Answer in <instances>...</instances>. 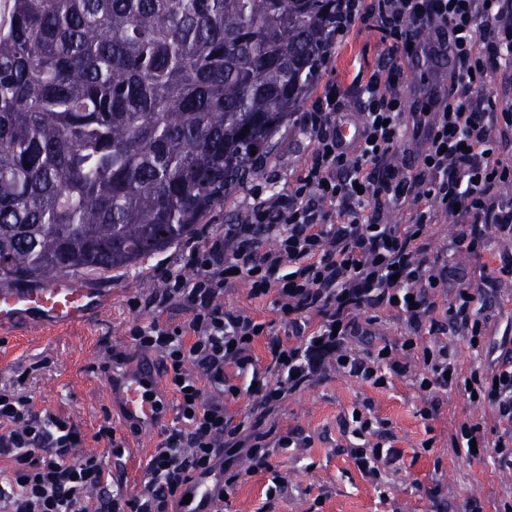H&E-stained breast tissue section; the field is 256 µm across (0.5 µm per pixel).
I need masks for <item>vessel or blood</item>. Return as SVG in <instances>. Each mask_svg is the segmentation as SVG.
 <instances>
[{"label": "vessel or blood", "instance_id": "obj_1", "mask_svg": "<svg viewBox=\"0 0 512 512\" xmlns=\"http://www.w3.org/2000/svg\"><path fill=\"white\" fill-rule=\"evenodd\" d=\"M109 300L104 289L68 278L47 281L31 288H1L0 326H10L22 320L76 324L91 311L105 307ZM157 381L156 369L150 364L124 379L120 397L128 416L145 422L155 417V402L150 395L155 391Z\"/></svg>", "mask_w": 512, "mask_h": 512}]
</instances>
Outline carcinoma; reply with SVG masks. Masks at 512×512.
Returning a JSON list of instances; mask_svg holds the SVG:
<instances>
[{
    "label": "carcinoma",
    "instance_id": "cac0c4a2",
    "mask_svg": "<svg viewBox=\"0 0 512 512\" xmlns=\"http://www.w3.org/2000/svg\"><path fill=\"white\" fill-rule=\"evenodd\" d=\"M337 4L0 0V288L130 269L191 234L258 175Z\"/></svg>",
    "mask_w": 512,
    "mask_h": 512
}]
</instances>
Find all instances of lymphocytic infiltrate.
<instances>
[{
	"mask_svg": "<svg viewBox=\"0 0 512 512\" xmlns=\"http://www.w3.org/2000/svg\"><path fill=\"white\" fill-rule=\"evenodd\" d=\"M359 20L374 23L386 50L357 88V140L337 139L345 93L326 84L301 118L312 144L301 167L275 193L254 186L236 223L223 231L199 228L184 244L183 269L162 276L151 305L180 306L187 321H141V301H129L134 317L126 339L159 358L176 411L175 427L151 452L135 489L124 488L126 439L112 424L97 432L106 457L79 454L78 424L1 386L0 461L8 467L0 471V512H177L185 486L196 479L210 488L200 504L208 512L249 471L268 475L267 499L285 497L288 486L271 459L311 444L295 431L275 439L263 431L286 396L330 368L378 389L408 376L411 361L426 367L410 376L423 400L421 416L436 413V392L472 389L494 409L497 424L488 435L479 425H461L452 448L489 447L512 468V347L466 376L451 352L455 337L484 340V288L512 277V254L473 283L430 254L427 243L430 225L449 212L457 217L455 248L486 249L490 229L512 242V200L497 195L512 182V161L501 151L512 142V104L485 94L492 62L512 47V0H340L337 35ZM421 53L451 57L453 80L447 93L429 92L426 110L409 118L402 61ZM399 146L416 157V166L395 162ZM397 206L408 208V220L387 223ZM188 268L193 277L185 276ZM238 279L249 283L250 297L270 298L272 320L225 309L224 290ZM442 292L453 295L444 310L437 302ZM375 309L394 312L402 341L355 352L354 342L367 333L358 317ZM263 337L271 360L262 371L253 348ZM245 393L256 396L255 406L241 417L229 415L227 401ZM343 423L355 437L372 436L354 463L379 481L382 467L401 457L380 437L385 420L366 400ZM242 456L249 471L238 466Z\"/></svg>",
	"mask_w": 512,
	"mask_h": 512,
	"instance_id": "1",
	"label": "lymphocytic infiltrate"
}]
</instances>
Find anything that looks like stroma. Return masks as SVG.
<instances>
[{"label":"stroma","mask_w":512,"mask_h":512,"mask_svg":"<svg viewBox=\"0 0 512 512\" xmlns=\"http://www.w3.org/2000/svg\"><path fill=\"white\" fill-rule=\"evenodd\" d=\"M382 51L381 34L371 25H356L333 45L315 83L333 82L341 89H352L366 82ZM309 150L295 116H288L270 140L257 184L270 194L279 191ZM455 222L454 216L444 215L431 225L430 249L447 251L449 265L464 279L481 282L492 255L511 252L512 245L495 242L479 252L447 250ZM180 258L181 245L176 242L145 257L135 268L95 276V283L111 289L112 304L80 324L36 328L20 323L0 328V386L20 383L36 409L72 418L86 436L85 452L104 454V442L94 438L100 425L108 422L125 432L131 486L140 479L163 431L174 426L175 412L167 410L155 428L129 433L120 402L109 397L110 376L99 365L108 349L121 347L125 360L117 373L138 369L143 354L122 345L131 318L128 301L148 300L162 270L179 267ZM486 294L483 348L476 352L466 340L455 341L453 357L464 372L490 362L507 322L512 321V283L501 282ZM365 400L372 401L377 415L387 421L393 444L401 451L395 470L376 483L353 464L347 450L356 440L342 425L344 412ZM435 400L436 415L425 419L419 414L422 399L406 381L375 389L332 371L290 393L267 423L281 433L294 430L309 435L312 443L275 457L288 494L274 501L270 512H309L318 497L323 500L322 512H502V499L512 488V470L500 467L492 450L470 456L448 446L451 434L465 422L491 432L496 425L494 410L469 402L455 390L437 394Z\"/></svg>","instance_id":"1"}]
</instances>
